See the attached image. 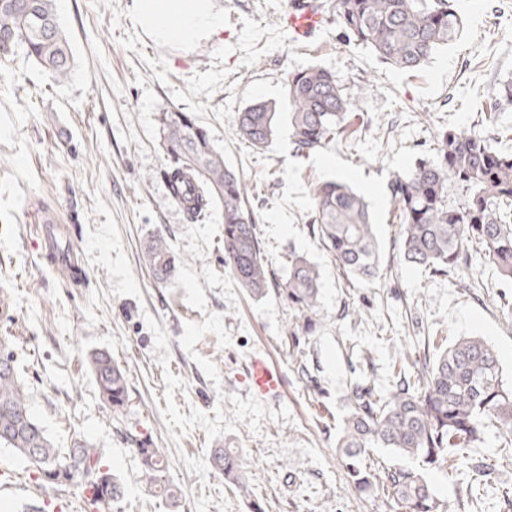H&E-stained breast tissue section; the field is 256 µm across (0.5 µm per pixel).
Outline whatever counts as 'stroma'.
<instances>
[{
	"instance_id": "obj_1",
	"label": "stroma",
	"mask_w": 512,
	"mask_h": 512,
	"mask_svg": "<svg viewBox=\"0 0 512 512\" xmlns=\"http://www.w3.org/2000/svg\"><path fill=\"white\" fill-rule=\"evenodd\" d=\"M294 0H212L218 33L170 46L138 23L133 0H55L74 58L62 82L23 54L0 60V292L10 307L0 336L17 337L35 417L58 443L81 432L107 449L126 483L124 512H175L139 481L140 461L121 430L150 437L181 489L176 512H393L384 496L358 494L336 453L350 382H394L407 354L436 356L464 337L498 354L512 382V300L482 255L466 272L432 277L399 259L389 186L453 126L512 152V103L486 120L491 94L512 83V0H461L460 38L420 69L403 72L346 40L333 0H320L324 30L294 41L282 16ZM331 71L354 105L336 142L297 157L287 123L266 149L241 141L235 112L255 101L287 108L289 72ZM191 113L225 163L247 183L263 255L265 296L247 294L224 269V215L190 221L169 198L161 116ZM342 180L375 218L382 270L373 283L346 280L312 233L314 186ZM58 213L82 259L83 287L64 284L28 230L38 208ZM164 235L177 258L158 281L143 253ZM319 270L320 304L310 332L282 292L288 260ZM480 288H466L468 277ZM107 349L126 370L130 402L120 420L103 407L82 364ZM265 352L284 376L280 398L247 389L250 356ZM486 437L468 457L449 450L428 478L447 512H512V455L488 477L473 465L496 453ZM217 448H238L250 496L213 466ZM32 469L0 447V512L40 500Z\"/></svg>"
}]
</instances>
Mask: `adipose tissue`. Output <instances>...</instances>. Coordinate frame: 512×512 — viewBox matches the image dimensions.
I'll return each instance as SVG.
<instances>
[{"mask_svg": "<svg viewBox=\"0 0 512 512\" xmlns=\"http://www.w3.org/2000/svg\"><path fill=\"white\" fill-rule=\"evenodd\" d=\"M133 4L142 26L167 43L207 37L222 27L212 0H133Z\"/></svg>", "mask_w": 512, "mask_h": 512, "instance_id": "obj_1", "label": "adipose tissue"}]
</instances>
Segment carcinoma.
<instances>
[{"label":"carcinoma","instance_id":"obj_1","mask_svg":"<svg viewBox=\"0 0 512 512\" xmlns=\"http://www.w3.org/2000/svg\"><path fill=\"white\" fill-rule=\"evenodd\" d=\"M55 0H0V56L21 50L57 81L72 71L69 40L54 9ZM336 17L348 38L368 46L383 62L402 71L419 69L439 49L461 35L463 17L454 0H336ZM288 127L302 157L325 147L353 111L335 75L318 66L289 73ZM181 111L163 118L164 176L170 199H183L190 220L215 205L224 213V267L253 296L266 294L270 270L247 208L248 186L224 163L207 131L184 125ZM281 113L269 102L237 111V134L262 149L272 140ZM435 156L397 175L390 189L399 216V256L407 264L446 276L467 264L480 249L498 275L512 281V153L457 128L441 129ZM465 192L464 203L448 202V182ZM313 233L348 277L374 281L381 276L374 218L365 198L351 185L324 181L314 187ZM145 262L165 280L175 268L167 239L153 237ZM283 293L306 317L320 297V272L301 256L288 261ZM13 340L0 336V447L10 448L39 474L45 488H93L107 512H121L123 481L104 464L107 449L73 432L59 445L35 418L30 388L22 379ZM102 404L120 419L129 402L121 366L105 350L87 354ZM409 375L385 391L366 379L351 384L348 413L336 442L351 486L378 493L403 512H439L423 466L448 462V449L471 448L486 429H496L503 448L512 447V385L504 383L498 356L480 338L465 337L438 357L407 362ZM141 463L140 478L150 492L179 507L180 490L166 474L163 453L153 440L126 431ZM383 448L403 459L393 465L374 460ZM216 469L235 489L250 494L247 464L231 448H216Z\"/></svg>","mask_w":512,"mask_h":512}]
</instances>
